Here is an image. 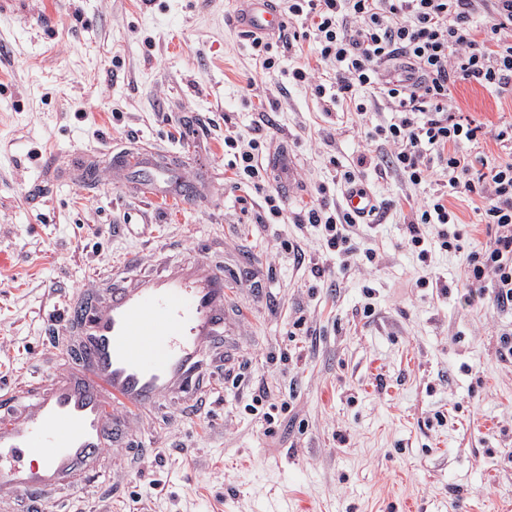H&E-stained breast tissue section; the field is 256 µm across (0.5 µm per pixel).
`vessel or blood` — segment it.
Instances as JSON below:
<instances>
[{"mask_svg": "<svg viewBox=\"0 0 512 512\" xmlns=\"http://www.w3.org/2000/svg\"><path fill=\"white\" fill-rule=\"evenodd\" d=\"M238 24L271 32L283 18L272 0H244ZM117 168L157 198L183 180L150 152L124 154ZM226 299L223 273L204 261L148 274L128 266L105 293L78 295L61 327L76 372L37 373L0 396V512H46L62 488L91 485L107 444H122L124 420L162 396L204 406L202 359L221 355Z\"/></svg>", "mask_w": 512, "mask_h": 512, "instance_id": "vessel-or-blood-1", "label": "vessel or blood"}]
</instances>
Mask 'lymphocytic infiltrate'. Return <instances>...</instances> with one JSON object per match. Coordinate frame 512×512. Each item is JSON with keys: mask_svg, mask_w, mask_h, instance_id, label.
<instances>
[{"mask_svg": "<svg viewBox=\"0 0 512 512\" xmlns=\"http://www.w3.org/2000/svg\"><path fill=\"white\" fill-rule=\"evenodd\" d=\"M289 18L302 29L271 39L253 37L251 55L266 73L278 71L281 50L311 41L317 59L329 66V82L316 81L303 66L288 74L289 83L310 86L315 95L353 104L359 113L393 112L395 119L366 135L367 153L343 171L350 188H358L370 167L390 168L414 187L430 188L424 202H413L404 216L408 243L418 248V227L438 225L443 248H453L459 233L449 232L458 217L450 197L476 198L480 223L492 234L469 255L465 286L483 292L493 281L492 306H512V158L488 162L459 151L462 141L512 143V126L474 123L455 104L450 86L474 82L497 92L512 91V0H283ZM482 25H474L475 16ZM263 134L243 139L225 134L233 149L229 167L234 189L248 188L260 197L271 220L285 216L278 195L263 183ZM297 223L320 230L329 251L349 254L357 220L344 208L327 209L316 199L297 214Z\"/></svg>", "mask_w": 512, "mask_h": 512, "instance_id": "obj_1", "label": "lymphocytic infiltrate"}]
</instances>
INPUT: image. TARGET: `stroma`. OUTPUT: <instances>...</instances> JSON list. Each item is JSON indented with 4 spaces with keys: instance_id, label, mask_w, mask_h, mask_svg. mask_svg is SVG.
<instances>
[{
    "instance_id": "stroma-1",
    "label": "stroma",
    "mask_w": 512,
    "mask_h": 512,
    "mask_svg": "<svg viewBox=\"0 0 512 512\" xmlns=\"http://www.w3.org/2000/svg\"><path fill=\"white\" fill-rule=\"evenodd\" d=\"M236 0H8L0 6V388L63 361L44 345L50 316L103 287L129 256L207 261L229 287L223 364L206 363L212 404L182 417L178 399L138 417L152 456L128 468L107 448L111 500L84 512H512V308L467 293L469 254L488 233L453 199L462 236L441 249L422 226L409 248L395 201L415 189L393 170L367 169L379 211L334 256L294 217L317 187L344 203L335 162L365 147L363 116L310 90L279 96L234 25ZM462 112L505 128L512 97L474 83L450 87ZM280 130L297 169L286 222L260 224L230 190L224 133ZM145 147L175 159L205 191L154 201L113 179V157ZM96 178L64 179L72 156ZM301 246L303 266L273 256ZM373 251L375 263L363 257ZM331 275L317 278L314 264ZM430 277L429 287H417ZM373 314L364 317V306ZM275 405L274 422L247 410Z\"/></svg>"
}]
</instances>
